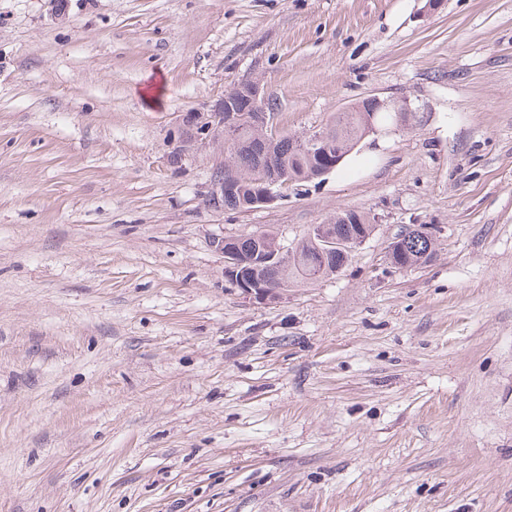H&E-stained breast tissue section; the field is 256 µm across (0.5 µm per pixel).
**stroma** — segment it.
Segmentation results:
<instances>
[{
  "mask_svg": "<svg viewBox=\"0 0 512 512\" xmlns=\"http://www.w3.org/2000/svg\"><path fill=\"white\" fill-rule=\"evenodd\" d=\"M61 2L0 0V512H512V0ZM247 81L288 135L413 114L215 211L181 135ZM350 209L337 275L225 280ZM281 180L282 178H278L274 170L271 168L270 174L265 175L261 180L257 181L256 183L261 184L264 189H262L257 196L253 195L251 202L248 204V206H250L249 210L273 203L278 198V190L275 191L274 188L279 189L288 182H291L288 180L281 184ZM400 244V250H394L390 256L392 263L400 268L426 263L432 256V242L426 232L410 231ZM232 238H224L218 243L219 250L224 254V278L235 288H240L244 295L264 301H278L283 297L282 288L269 283L250 280L245 282L238 275V268L242 265V255L231 245Z\"/></svg>",
  "mask_w": 512,
  "mask_h": 512,
  "instance_id": "stroma-1",
  "label": "stroma"
}]
</instances>
